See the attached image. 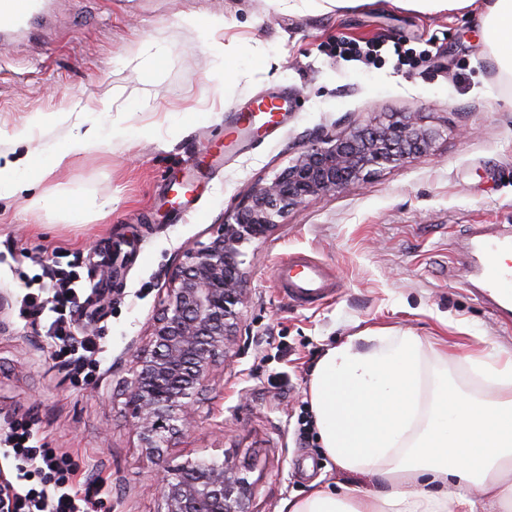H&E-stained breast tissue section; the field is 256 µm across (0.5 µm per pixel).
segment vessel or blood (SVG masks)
Returning a JSON list of instances; mask_svg holds the SVG:
<instances>
[{
	"label": "vessel or blood",
	"instance_id": "1",
	"mask_svg": "<svg viewBox=\"0 0 512 512\" xmlns=\"http://www.w3.org/2000/svg\"><path fill=\"white\" fill-rule=\"evenodd\" d=\"M40 0H0V46L8 47L16 35L31 32L40 16ZM473 270L487 302L497 311H512V234L479 235L469 244ZM277 286L294 303L311 305L329 298L334 286L321 265L301 253L283 257Z\"/></svg>",
	"mask_w": 512,
	"mask_h": 512
}]
</instances>
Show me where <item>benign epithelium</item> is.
<instances>
[{
  "label": "benign epithelium",
  "instance_id": "benign-epithelium-1",
  "mask_svg": "<svg viewBox=\"0 0 512 512\" xmlns=\"http://www.w3.org/2000/svg\"><path fill=\"white\" fill-rule=\"evenodd\" d=\"M435 138L410 112L321 137L271 183L255 187L208 242L183 251L127 384L134 430L158 460V512H251V483L232 461L213 466L187 458L170 466L164 457L189 429L199 392L237 335L246 278L242 245L266 236L289 208L341 190L374 167L400 165L431 150Z\"/></svg>",
  "mask_w": 512,
  "mask_h": 512
}]
</instances>
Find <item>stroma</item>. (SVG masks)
Wrapping results in <instances>:
<instances>
[{
	"instance_id": "obj_1",
	"label": "stroma",
	"mask_w": 512,
	"mask_h": 512,
	"mask_svg": "<svg viewBox=\"0 0 512 512\" xmlns=\"http://www.w3.org/2000/svg\"><path fill=\"white\" fill-rule=\"evenodd\" d=\"M199 13L226 28L184 25ZM217 42L235 45L231 77L215 66ZM345 43L371 60L341 52ZM263 101L287 102L283 120L240 129L239 114ZM65 108L99 127L100 143L0 199V439L33 420L39 446L77 480L106 483L95 512L158 509L157 461L124 393L181 250L213 237L317 137L404 112L438 134L430 152L290 208L244 245L239 334L167 458L231 459L253 485L252 512H281L315 482L375 492L377 476L339 472L316 435L298 437L323 353L361 331H409L448 347L449 378L478 400L485 384L465 355H512V318L485 303L466 249L475 226H512V85L468 13L400 0L289 14L276 0H48L34 33L0 49V166L65 141ZM190 112L198 121L179 131ZM116 122L125 135H111ZM188 180L197 190L185 207L171 187ZM61 196L110 206L73 220L48 209ZM292 252L326 267L333 298L300 306L275 287ZM48 264L84 288L65 311L75 340L99 348L81 369L22 311L27 289L48 286Z\"/></svg>"
}]
</instances>
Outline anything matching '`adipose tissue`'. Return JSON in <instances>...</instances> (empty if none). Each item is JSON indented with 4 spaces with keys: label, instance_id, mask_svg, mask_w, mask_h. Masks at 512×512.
Instances as JSON below:
<instances>
[{
    "label": "adipose tissue",
    "instance_id": "obj_1",
    "mask_svg": "<svg viewBox=\"0 0 512 512\" xmlns=\"http://www.w3.org/2000/svg\"><path fill=\"white\" fill-rule=\"evenodd\" d=\"M418 11L474 9L489 58L512 83V0H404ZM99 129L77 131L22 164L0 166V199L65 166ZM491 386L477 401L448 382V353L410 333H358L318 360L308 389L318 442L337 469L387 490L322 489L282 512H512V360L468 356Z\"/></svg>",
    "mask_w": 512,
    "mask_h": 512
}]
</instances>
